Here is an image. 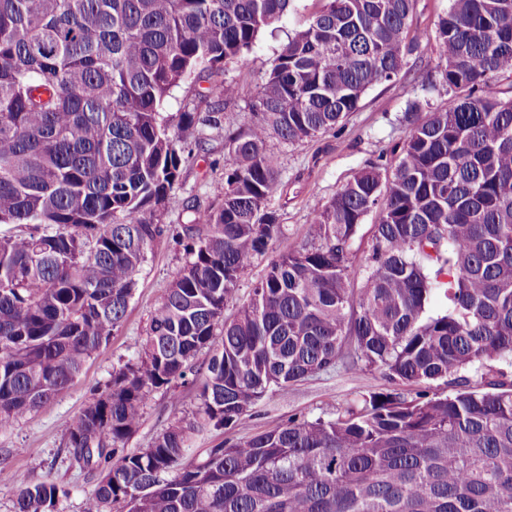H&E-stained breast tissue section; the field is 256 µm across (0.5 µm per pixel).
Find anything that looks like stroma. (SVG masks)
Masks as SVG:
<instances>
[{
	"mask_svg": "<svg viewBox=\"0 0 512 512\" xmlns=\"http://www.w3.org/2000/svg\"><path fill=\"white\" fill-rule=\"evenodd\" d=\"M319 7V0H294L292 10L262 31L251 51L225 64L222 79L238 83L247 94L255 90L265 80L282 45ZM437 64L438 51L435 46H428L423 54L410 56L396 81L368 90L342 128L295 144L275 137L269 139V148L281 160L282 186L267 207L279 214L285 234L265 254L256 257L245 271L238 292L224 308L226 318L236 315L272 259L311 240L312 201L329 200L366 161L390 154L402 141L405 136L402 117L411 100L427 102L434 107L450 104L451 97L445 88L425 90L420 85L421 75L435 73ZM204 86V81L193 76L175 87L165 104V116L174 122L181 112L210 110V100L202 95ZM192 155L191 163L182 172L179 187L160 217L161 223H188L194 208H215L222 202L219 191L224 177L223 130L208 131L205 141L193 146ZM185 261L182 246L171 239H161L147 254L137 275V285L124 321L109 342L88 360L69 387L32 416L20 420L10 430L0 432V469L24 474L32 481L50 478L69 488V497L59 500L55 512H83L85 499L98 482L97 471L80 467L72 460L63 443V431L92 395L110 383L113 369L132 356L146 334L151 312ZM388 386L382 375L365 370L341 369L314 375L286 393L266 396L253 408L245 427L232 431L210 427L195 435L188 459L198 462L204 449L225 438L260 432L292 416H334L361 395ZM198 392V384L191 382L178 384L172 395L155 392L144 410L139 428L127 443L128 448L149 447L174 420H191L197 409Z\"/></svg>",
	"mask_w": 512,
	"mask_h": 512,
	"instance_id": "1",
	"label": "stroma"
}]
</instances>
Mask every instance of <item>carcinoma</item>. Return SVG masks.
I'll return each mask as SVG.
<instances>
[{
	"label": "carcinoma",
	"instance_id": "carcinoma-1",
	"mask_svg": "<svg viewBox=\"0 0 512 512\" xmlns=\"http://www.w3.org/2000/svg\"><path fill=\"white\" fill-rule=\"evenodd\" d=\"M292 2L0 0V225L27 227L0 235V430L118 330L169 232L185 265L140 349L64 434L75 461L105 468L84 512H512V380L498 367L512 365V95L493 87L512 77V0H450L433 40L451 104L409 103L399 148L311 210L314 241L272 260L228 320L241 274L284 236L267 209L282 186L268 139L336 129L428 42L409 36L415 0H325L274 59L248 130L217 108L169 128L170 91L250 50ZM243 92L214 80L204 97ZM208 128L229 155L223 202L167 229L155 213ZM339 364L391 388L181 464L191 432L234 430L265 396ZM193 372V420L128 450L152 394ZM438 382L453 392H430ZM13 486L14 512L68 495L51 479Z\"/></svg>",
	"mask_w": 512,
	"mask_h": 512
}]
</instances>
